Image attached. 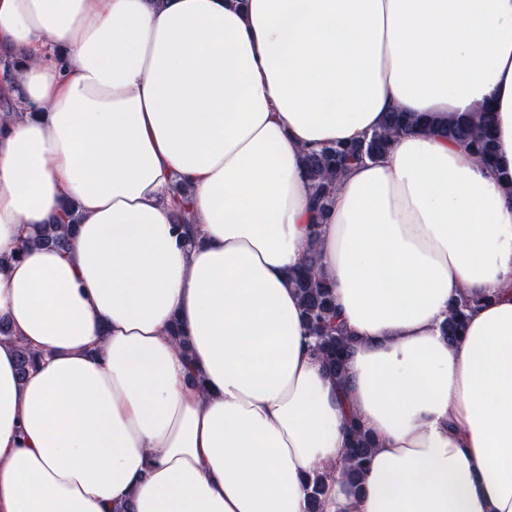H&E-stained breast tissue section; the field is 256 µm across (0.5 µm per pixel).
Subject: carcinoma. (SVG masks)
Returning a JSON list of instances; mask_svg holds the SVG:
<instances>
[{
	"mask_svg": "<svg viewBox=\"0 0 512 512\" xmlns=\"http://www.w3.org/2000/svg\"><path fill=\"white\" fill-rule=\"evenodd\" d=\"M18 66L17 58L9 53L0 55V81L8 82ZM420 125V119L411 118L403 112H391L382 128L364 139L349 145H330L310 148L305 151L303 162L312 188V206L321 218L335 196L340 179L350 165L366 160H375L389 149L391 141L398 135ZM492 118L485 111L478 118L458 120L441 130L443 136L467 146L478 158L491 164L493 158ZM188 187L176 183L172 187L171 207L173 223L187 233L191 231L192 218L188 208ZM69 218L67 224H44L35 240L42 245L63 247L68 235L78 222L79 215L72 203L64 204ZM316 240H311L302 269L292 279L302 301V314L306 320L312 351L335 376L339 384L345 382V367L351 349L352 338L338 320L331 284L320 274L315 259ZM470 302L462 300L451 308L441 330L448 340L454 341L464 329ZM37 354L25 346L18 350V373L25 378L34 368ZM374 444L357 420L350 422V438L344 448V466L339 476L352 490L362 488L363 479L369 470ZM327 472L315 471L311 481L306 512H324L321 487Z\"/></svg>",
	"mask_w": 512,
	"mask_h": 512,
	"instance_id": "carcinoma-1",
	"label": "carcinoma"
}]
</instances>
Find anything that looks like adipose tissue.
<instances>
[{
	"instance_id": "1",
	"label": "adipose tissue",
	"mask_w": 512,
	"mask_h": 512,
	"mask_svg": "<svg viewBox=\"0 0 512 512\" xmlns=\"http://www.w3.org/2000/svg\"><path fill=\"white\" fill-rule=\"evenodd\" d=\"M0 47L23 109L0 111V512H305L352 415L372 464L325 512H512V0H0ZM484 109L489 165L437 133ZM390 112L427 126L318 228L341 386L290 286L303 151ZM67 201L68 249H20ZM188 187L182 183H176L172 187L171 207L173 209V224L182 230L184 234L191 231L192 218L189 212ZM470 308L469 300L457 301L451 308L447 319L441 326L443 336H447L448 341H455L461 335Z\"/></svg>"
}]
</instances>
